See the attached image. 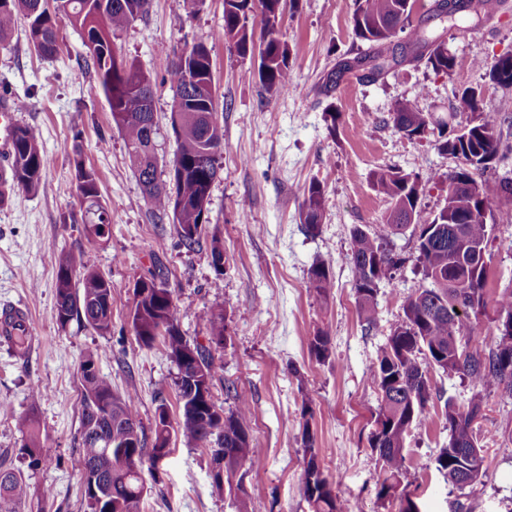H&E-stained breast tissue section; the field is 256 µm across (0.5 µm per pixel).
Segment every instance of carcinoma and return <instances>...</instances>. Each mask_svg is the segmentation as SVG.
<instances>
[{"mask_svg": "<svg viewBox=\"0 0 512 512\" xmlns=\"http://www.w3.org/2000/svg\"><path fill=\"white\" fill-rule=\"evenodd\" d=\"M47 0H0V47L9 44L18 18L28 23V39L40 56H51L59 49L60 28L69 25L80 32L88 50V70L99 80L110 104L112 118L119 128L131 168L135 171L150 203L156 222L170 212L171 204L181 205L177 224L178 245L186 251L201 246L205 224L209 223L211 186L220 169L219 159L224 133H205L208 119L221 126L218 99L214 85L210 50L196 44L190 51L172 50L167 81L173 97L181 100L184 122L177 133L176 166L169 182L158 177L156 140L148 134V122L154 119V84L152 78L133 62L118 54L115 39L132 23L144 19L151 0H62V11H49ZM416 0H354L353 32L367 45L365 51L336 64L323 84L325 93L332 92L344 77L377 81L402 64L423 62L437 71L451 73L454 56L439 38L421 26H411ZM287 0H224V27L220 38L231 44L243 57L259 54L258 78L264 91L278 96L288 90L291 65L288 43L282 40L278 26ZM260 10H255V7ZM261 13L260 35H255L249 20ZM485 69L489 81L498 86L512 84V55L503 56ZM426 96L422 89L414 98H402L395 104L393 123L406 137L422 139L432 126L438 127V149L460 160L448 173V183L470 185V191L446 196L444 205L434 216H423L420 198L426 186L438 182L430 171L402 173L388 170L376 175L375 185L391 204L380 227H356L352 231L350 262L354 272V293L365 330H376L379 319L375 311L379 286L391 283L404 259L390 246V236L403 228L402 217L410 216L418 228L416 261L431 287L409 295L403 304L401 322L391 327L380 349L372 378L379 390L375 411V429L369 439L370 448L382 462L378 497L400 498L399 512H420L413 493L400 489L404 484V451L412 430L422 427L437 389L432 371L460 374L470 381L474 394L466 406L445 404L443 417L448 427V445L436 458L437 468L448 485L463 490L461 475L474 474L473 484L485 477V457L471 461L468 450L480 447L473 423L481 410L484 397L501 393L512 398V333L499 329L500 321L512 319V289L496 294L488 288L486 264L476 256L487 247L488 218L494 208L512 205V178L505 176L490 186L477 181L474 173L495 162L512 166V145L502 141V131L495 115L484 110L478 91L464 88L458 92L454 111L470 112L473 120L463 134L448 137L447 122L423 111L418 99ZM72 181L76 191L89 197L87 208L72 221L83 224H111L107 209L100 203L98 177L86 166L79 145L72 147ZM50 159L45 154L37 130L20 124L15 129L9 164L12 184L28 190L36 189L45 177ZM324 215L321 186L311 183L307 190L301 220L305 229L319 232ZM194 227L196 236L183 233ZM311 289L320 298L335 287L327 263L319 261L310 269ZM56 321L62 328L66 321L79 319L83 325L107 334L112 330V283L97 267L90 248L62 251L57 257ZM468 292L477 298L479 308L486 309L493 299L497 316L490 327L493 335L482 339L474 335L476 322L470 310L457 311L455 297ZM134 293L142 295L131 315V329L138 343L151 347L162 339L169 357L177 367L205 372L207 399L191 409L179 403V417L171 428H155L152 447H147L138 418V397L127 391L117 395L102 377L92 353L79 365L81 394V480L87 512H141L144 485L140 471L132 470L129 457L156 451L157 443L170 444L179 437L188 447H208L215 443L224 449L229 460L224 463L225 480L212 481L215 491L233 495L239 512H249L255 488L244 487L245 477L259 465L250 448L248 399L234 393V408L229 411L216 406L212 386L217 374L212 351L201 345H190L179 330V310L163 275L154 274L137 282ZM209 339L220 345L226 339L224 311H212L207 319ZM310 352L319 362L331 356V338L319 331L310 341ZM302 491L312 512H347L346 504L333 494V478L324 470L315 447L309 419L311 406L301 409ZM28 434L20 455L29 466L51 462L53 449L40 436L34 416L26 420ZM29 486L22 472L0 469V512H17L25 501Z\"/></svg>", "mask_w": 512, "mask_h": 512, "instance_id": "1", "label": "carcinoma"}]
</instances>
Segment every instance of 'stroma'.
Instances as JSON below:
<instances>
[{
	"mask_svg": "<svg viewBox=\"0 0 512 512\" xmlns=\"http://www.w3.org/2000/svg\"><path fill=\"white\" fill-rule=\"evenodd\" d=\"M353 9V0H296L286 8L279 31L290 49L292 82L276 97L263 93L256 59L239 56L217 39L224 0H204L191 15L182 0H152L148 16L119 36L123 57L155 82L163 170L176 148L172 92L163 81L171 61L168 50L198 43L210 50L224 142L221 170L210 190L208 232L201 248L191 253L178 248L172 220L153 222L102 88L94 74L82 69L86 49L79 34L62 28L58 53L44 58L30 47L21 22L10 45L0 48V93L23 102L18 123L40 132L53 160L37 190L15 188L8 204L0 205V302L28 308L38 338L24 360L0 345V465L24 472L29 497L22 512H85L77 369L87 352H97L98 370L115 393L137 392L146 439L154 437L159 403L178 416L175 364L163 342L143 347L130 327L134 284L159 264L189 343L207 344L209 313H226V338L212 350L218 367L212 392L223 408L233 405L227 395L231 388L251 404L250 446L261 459L247 478L259 489L251 512H311L301 491L306 425L349 512H398V501L377 496L381 464L368 443L378 399L371 371L390 328L403 316L405 298L428 282L416 262L417 233L407 227L391 238L406 263L393 284H381L379 328L365 332L349 263L351 231L378 227L389 208L374 185L376 173L436 172L441 183L428 185L421 197L431 216L448 192L444 176L458 166L457 159L438 150L434 138L410 139L395 129L397 100L418 97L419 87H427V95L418 97L420 106L457 128L471 116L453 111L455 96L472 87L480 92L484 109L512 119V90L494 86L476 66L512 53V9L474 20L463 34L429 22L455 58L452 74L405 64L373 83L346 79L326 95L321 87L337 61L354 56L359 47ZM76 143L86 166L97 173L100 200L111 218L108 234L96 240L84 224L72 221L82 209L68 158ZM313 182L323 189L325 215L312 235L304 230L301 211ZM488 229L490 286L498 292L512 289V208L501 207ZM215 238L224 250L219 271L210 254ZM80 246L94 250L99 269L112 281L111 333L76 321L64 329L57 325L56 259L61 251ZM318 261L329 263L335 282L324 300L309 287V271ZM321 329L332 346L323 363L309 349ZM433 378L439 394L426 426L408 439L404 467L421 512H451L461 495L437 469L436 457L448 443L442 411L448 401L466 405L472 387L456 374L437 371ZM33 386L41 392L36 403L29 397ZM306 403L314 410L308 423L301 417ZM30 415L56 455L35 470L18 453ZM510 416L512 399L485 398L474 431L486 449L487 471L465 497L469 512H512V440L501 435ZM209 467L208 450L172 440L158 471L143 472L148 488L143 512H237L235 499L214 492ZM48 486L54 495L45 501L41 494Z\"/></svg>",
	"mask_w": 512,
	"mask_h": 512,
	"instance_id": "35a3bbf8",
	"label": "stroma"
}]
</instances>
